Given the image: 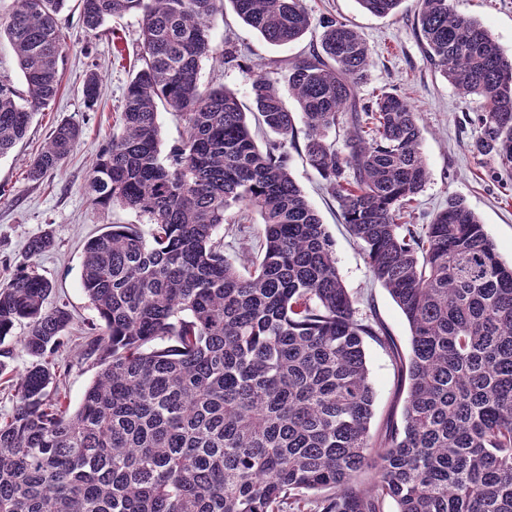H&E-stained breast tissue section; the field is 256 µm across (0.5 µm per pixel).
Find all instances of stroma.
Instances as JSON below:
<instances>
[{"label": "stroma", "instance_id": "stroma-1", "mask_svg": "<svg viewBox=\"0 0 512 512\" xmlns=\"http://www.w3.org/2000/svg\"><path fill=\"white\" fill-rule=\"evenodd\" d=\"M313 19L311 29L297 42L275 46L245 24L224 4L211 19L213 50L226 45L241 48L242 58L220 63L215 56L203 60L200 81L221 86L235 94L245 108H252L251 83L256 70H264L283 91L288 110L296 103L288 93L289 62L309 54L318 44L322 16L336 19L360 31L372 49V62L358 96L370 101L385 90L407 98L420 113L421 149L429 180L414 198L405 223L426 225L443 210L450 197L463 198L481 219L488 236L505 262H512V169H504L474 147L478 129L475 115L483 108L479 98H462L456 87L427 61L414 24L416 0H403L384 17L363 9L357 0H304ZM458 12L481 22L505 53L512 55V0H454ZM59 22L68 37L61 66V88L50 108L38 113L25 138L14 151L0 158V284L16 266L28 264L54 286L48 306L67 305L74 316L70 341L52 358L53 384L63 403L77 407L95 376L89 362L79 359L77 344L97 317L81 287V263L86 241L109 224L147 225V215L118 206L93 204L87 184L93 162L119 133L124 91L134 76L141 52L140 18L127 14L107 20L104 32L86 31L76 7H68ZM101 77V95L88 106L82 88L89 72ZM70 121L81 135L61 166L38 181L26 175L27 161L47 142L55 126ZM291 172L335 239L336 267L354 299L357 317H377L401 351L409 349V326L388 291L377 282L361 247L349 236L339 206L324 190L320 175L302 151H292ZM50 234L53 247L39 255L28 252L29 242ZM25 325L15 327L13 374L0 377V419L10 413L17 399L15 376L34 362L22 347ZM366 361L374 391L372 435H380L390 416L400 415L406 389L391 356L373 341L365 343Z\"/></svg>", "mask_w": 512, "mask_h": 512}]
</instances>
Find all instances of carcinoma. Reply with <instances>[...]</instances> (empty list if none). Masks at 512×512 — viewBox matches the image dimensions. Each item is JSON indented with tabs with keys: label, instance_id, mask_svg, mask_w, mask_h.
<instances>
[{
	"label": "carcinoma",
	"instance_id": "obj_1",
	"mask_svg": "<svg viewBox=\"0 0 512 512\" xmlns=\"http://www.w3.org/2000/svg\"><path fill=\"white\" fill-rule=\"evenodd\" d=\"M0 34L25 91L0 75V157L24 138L60 89L68 48L58 16L69 0H13ZM271 44L312 26L303 0H229ZM374 15L403 0H357ZM223 0H78L84 28L141 18V65L123 96L121 132L94 162L87 193L148 215L110 224L83 252L81 286L97 312L84 356L99 367L75 410L33 364L0 422V512H512V264L478 216L448 199L424 228L399 223L429 171L416 109L382 92L363 104L371 50L332 16L319 45L289 63L307 163L325 181L376 280L410 329L403 355L375 319L355 317L334 240L290 169L294 113L257 72L251 95L259 147L238 98L204 87L210 17ZM424 53L464 96L483 102L476 151L512 167V57L452 0H418ZM101 90L91 72L88 106ZM184 120L161 157L157 102ZM350 113L344 150L329 133ZM81 129L62 122L27 164L32 180L59 167ZM259 213L264 242L244 263L224 253L227 213ZM50 281L19 266L0 286L4 345L26 322V351L65 344V305ZM389 352L407 382L401 421L370 431L374 392L364 349Z\"/></svg>",
	"mask_w": 512,
	"mask_h": 512
}]
</instances>
